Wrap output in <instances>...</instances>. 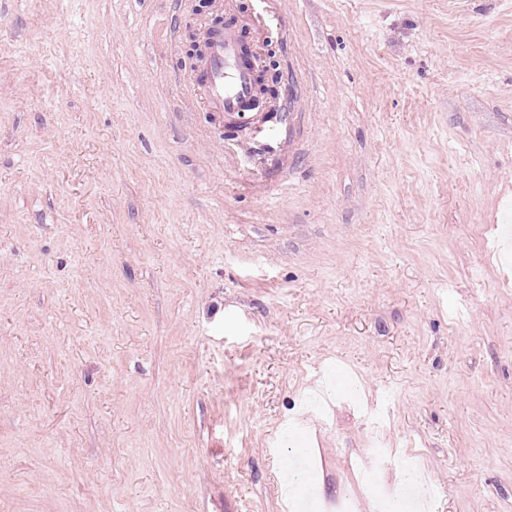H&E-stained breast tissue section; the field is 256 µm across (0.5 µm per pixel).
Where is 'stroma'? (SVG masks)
<instances>
[{"label":"stroma","instance_id":"35a3bbf8","mask_svg":"<svg viewBox=\"0 0 512 512\" xmlns=\"http://www.w3.org/2000/svg\"><path fill=\"white\" fill-rule=\"evenodd\" d=\"M278 115L190 92L200 0H0V512H285L371 439L512 512V0H221ZM263 63L264 64H261L257 72L260 78L257 80V97L254 103L255 108L261 110L270 108V104L279 99V89L285 82L282 72L276 69L278 67V63L272 52L267 51ZM278 74L279 77L277 76ZM275 77L277 83L273 82Z\"/></svg>","mask_w":512,"mask_h":512}]
</instances>
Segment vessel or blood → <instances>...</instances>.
Wrapping results in <instances>:
<instances>
[{
    "mask_svg": "<svg viewBox=\"0 0 512 512\" xmlns=\"http://www.w3.org/2000/svg\"><path fill=\"white\" fill-rule=\"evenodd\" d=\"M195 88L226 126H248L258 120V113L247 109L254 94V71L242 54L237 27L206 29Z\"/></svg>",
    "mask_w": 512,
    "mask_h": 512,
    "instance_id": "b4317fda",
    "label": "vessel or blood"
}]
</instances>
